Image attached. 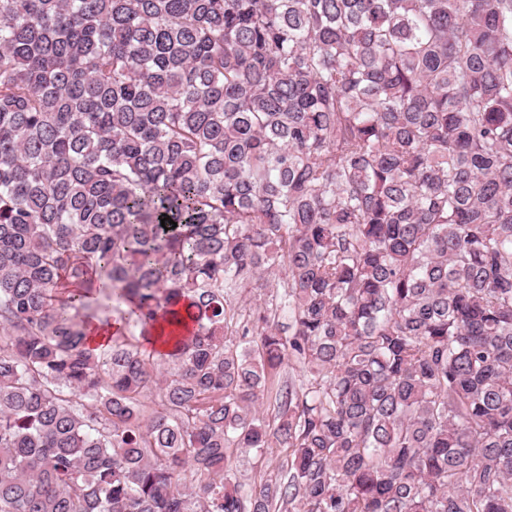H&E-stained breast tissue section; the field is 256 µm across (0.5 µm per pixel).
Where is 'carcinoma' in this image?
<instances>
[{
  "label": "carcinoma",
  "mask_w": 512,
  "mask_h": 512,
  "mask_svg": "<svg viewBox=\"0 0 512 512\" xmlns=\"http://www.w3.org/2000/svg\"><path fill=\"white\" fill-rule=\"evenodd\" d=\"M0 512H512V0H0ZM281 463V454L274 449L263 461L250 458L240 461L237 476L241 481H249L259 474V471L274 470Z\"/></svg>",
  "instance_id": "carcinoma-1"
}]
</instances>
